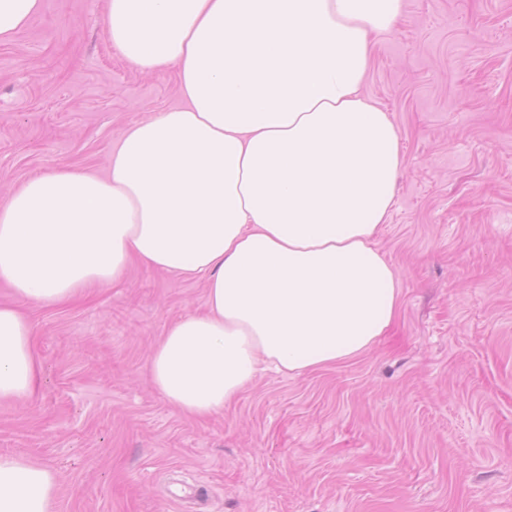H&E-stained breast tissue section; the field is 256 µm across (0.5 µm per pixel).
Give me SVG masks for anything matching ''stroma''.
Instances as JSON below:
<instances>
[{
    "instance_id": "35a3bbf8",
    "label": "stroma",
    "mask_w": 512,
    "mask_h": 512,
    "mask_svg": "<svg viewBox=\"0 0 512 512\" xmlns=\"http://www.w3.org/2000/svg\"><path fill=\"white\" fill-rule=\"evenodd\" d=\"M107 0H42L0 44V202L33 174L104 171L132 124L178 104L131 66ZM363 94L401 134L378 248L388 336L353 360L262 372L224 413L177 412L146 372L206 284L137 266L35 308L33 397L0 403V452L57 471L56 512H512V0H403Z\"/></svg>"
}]
</instances>
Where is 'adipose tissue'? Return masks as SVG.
Wrapping results in <instances>:
<instances>
[{
    "label": "adipose tissue",
    "mask_w": 512,
    "mask_h": 512,
    "mask_svg": "<svg viewBox=\"0 0 512 512\" xmlns=\"http://www.w3.org/2000/svg\"><path fill=\"white\" fill-rule=\"evenodd\" d=\"M403 0H107L115 48L175 69L180 106L129 127L104 172L64 167L0 204V401L30 398L40 364L22 303L50 308L132 264L202 278L207 308L153 349L154 389L179 413L223 412L273 370L366 353L401 290L376 244L400 132L362 94L376 38ZM42 0H0V44ZM59 476L0 453V512H55Z\"/></svg>",
    "instance_id": "adipose-tissue-1"
}]
</instances>
